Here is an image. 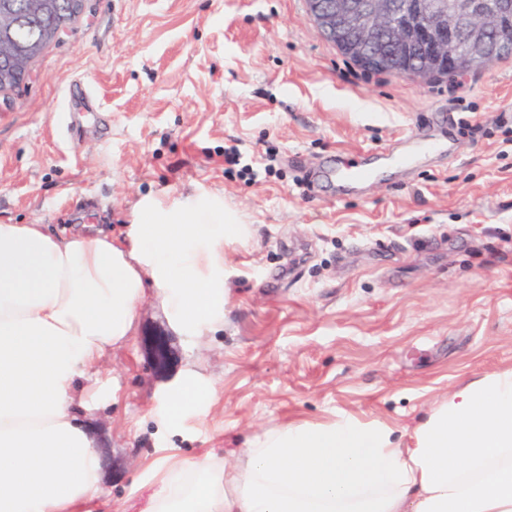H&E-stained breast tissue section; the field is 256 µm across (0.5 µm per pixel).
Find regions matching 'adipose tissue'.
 Returning <instances> with one entry per match:
<instances>
[{"instance_id": "ef3b65f1", "label": "adipose tissue", "mask_w": 512, "mask_h": 512, "mask_svg": "<svg viewBox=\"0 0 512 512\" xmlns=\"http://www.w3.org/2000/svg\"><path fill=\"white\" fill-rule=\"evenodd\" d=\"M249 225L199 198L141 201L123 236L0 223V512H94L102 475L83 381L148 298L197 339L224 322V246ZM187 374L157 414L210 404ZM147 512H512V367L455 385L412 430L293 421L242 448L147 467Z\"/></svg>"}]
</instances>
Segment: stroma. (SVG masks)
<instances>
[{
    "mask_svg": "<svg viewBox=\"0 0 512 512\" xmlns=\"http://www.w3.org/2000/svg\"><path fill=\"white\" fill-rule=\"evenodd\" d=\"M369 109L357 111L356 102ZM512 57L453 83L362 70L305 0H88L0 94V222L120 234L143 198L219 197L252 226L225 246L224 327L194 341L141 305L89 414L99 494L143 512L160 449L239 448L297 419L412 427L438 397L512 367ZM431 139L441 153L419 155ZM236 149L249 170L224 172ZM349 155L364 190L308 180ZM168 332L154 371L140 336ZM205 414L147 418L187 372Z\"/></svg>",
    "mask_w": 512,
    "mask_h": 512,
    "instance_id": "stroma-1",
    "label": "stroma"
}]
</instances>
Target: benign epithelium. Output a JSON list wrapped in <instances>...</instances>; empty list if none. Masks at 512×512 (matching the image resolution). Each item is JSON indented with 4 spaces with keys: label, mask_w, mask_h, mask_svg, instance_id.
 <instances>
[{
    "label": "benign epithelium",
    "mask_w": 512,
    "mask_h": 512,
    "mask_svg": "<svg viewBox=\"0 0 512 512\" xmlns=\"http://www.w3.org/2000/svg\"><path fill=\"white\" fill-rule=\"evenodd\" d=\"M319 36L367 72L414 80L438 76L461 79L491 65L493 56L512 48V0H306ZM15 24L10 0H0V56L10 61L0 83L22 80L36 48L17 51L7 33ZM496 37L489 46L485 33ZM152 366L168 368L169 336L141 337Z\"/></svg>",
    "instance_id": "benign-epithelium-1"
}]
</instances>
